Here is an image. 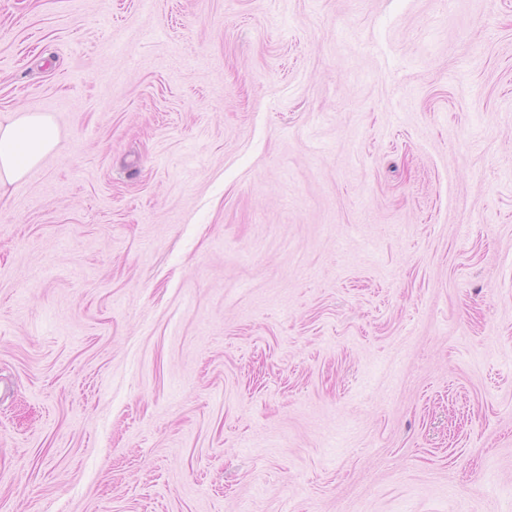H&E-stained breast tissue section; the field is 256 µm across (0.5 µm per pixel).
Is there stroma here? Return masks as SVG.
I'll return each instance as SVG.
<instances>
[{"label": "stroma", "mask_w": 512, "mask_h": 512, "mask_svg": "<svg viewBox=\"0 0 512 512\" xmlns=\"http://www.w3.org/2000/svg\"><path fill=\"white\" fill-rule=\"evenodd\" d=\"M0 512H512V0H0ZM59 134L45 114L19 110L0 121V190L21 180L58 144Z\"/></svg>", "instance_id": "obj_1"}]
</instances>
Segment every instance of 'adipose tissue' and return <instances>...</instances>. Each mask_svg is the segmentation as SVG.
Listing matches in <instances>:
<instances>
[{
    "instance_id": "1",
    "label": "adipose tissue",
    "mask_w": 512,
    "mask_h": 512,
    "mask_svg": "<svg viewBox=\"0 0 512 512\" xmlns=\"http://www.w3.org/2000/svg\"><path fill=\"white\" fill-rule=\"evenodd\" d=\"M58 140V130L45 114L20 110L0 121V189L21 180Z\"/></svg>"
}]
</instances>
